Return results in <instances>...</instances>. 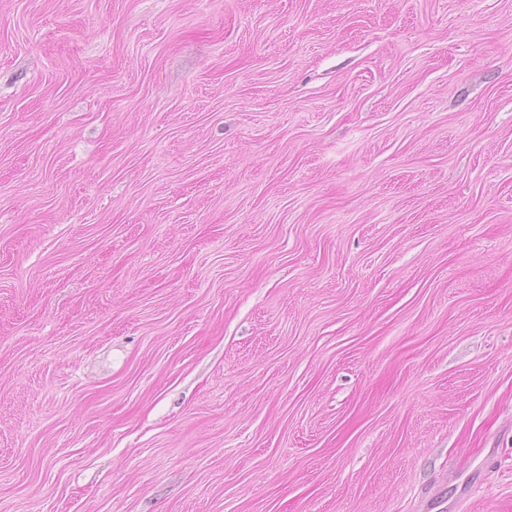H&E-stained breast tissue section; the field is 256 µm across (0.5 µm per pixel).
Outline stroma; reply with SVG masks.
<instances>
[{
    "instance_id": "stroma-1",
    "label": "stroma",
    "mask_w": 512,
    "mask_h": 512,
    "mask_svg": "<svg viewBox=\"0 0 512 512\" xmlns=\"http://www.w3.org/2000/svg\"><path fill=\"white\" fill-rule=\"evenodd\" d=\"M0 512H512V0H0Z\"/></svg>"
}]
</instances>
